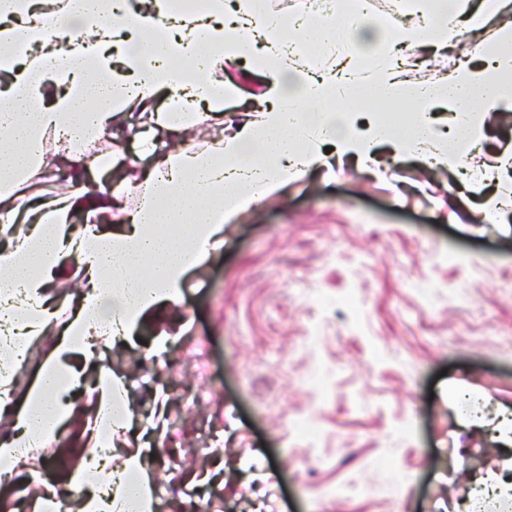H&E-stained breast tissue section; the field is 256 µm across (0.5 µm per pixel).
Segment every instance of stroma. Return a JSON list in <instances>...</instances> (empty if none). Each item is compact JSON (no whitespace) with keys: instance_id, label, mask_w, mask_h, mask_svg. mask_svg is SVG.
Listing matches in <instances>:
<instances>
[{"instance_id":"1","label":"stroma","mask_w":512,"mask_h":512,"mask_svg":"<svg viewBox=\"0 0 512 512\" xmlns=\"http://www.w3.org/2000/svg\"><path fill=\"white\" fill-rule=\"evenodd\" d=\"M412 83L440 80L459 63L484 65L464 48H417ZM229 71L240 90L224 103L232 133L260 107L264 73ZM116 123L91 152L117 154L91 178L121 197L107 231L119 232L139 200L123 196L130 169H154L148 134ZM376 165L328 157L235 223L189 272L177 306L149 312L133 336L94 357L122 378L130 427L114 451L143 447L162 487L159 512H184L175 486L201 490L208 512H459L472 488L463 461L498 469L491 437L512 411V232L476 206L447 203L460 173L421 159ZM59 326L10 369L20 405ZM470 392L485 424L459 425L455 397ZM77 418L53 446L27 449L0 482V512H32L94 441L86 387L70 395ZM302 426L316 429L298 440Z\"/></svg>"}]
</instances>
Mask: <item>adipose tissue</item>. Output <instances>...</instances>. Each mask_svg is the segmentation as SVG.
<instances>
[{
    "mask_svg": "<svg viewBox=\"0 0 512 512\" xmlns=\"http://www.w3.org/2000/svg\"><path fill=\"white\" fill-rule=\"evenodd\" d=\"M466 0H408L402 21L389 31L359 16L366 36V60L375 64L367 94L389 101L413 99L422 107L447 102L468 113L476 106L512 107V50L500 49L492 66L461 65L444 81L418 86L400 79L377 43L447 46L461 43L466 32L512 14V0H480L465 11ZM145 24H132L126 0H0V73L9 77L0 93V223L16 222L18 201L31 172L48 158L46 136H65V155L73 190L42 200L31 212L32 229L0 254V304L23 355L31 341L57 322L47 300L52 281L65 274L70 257L84 275L78 305L62 321L63 333L13 415L15 433L0 439V475L9 476L23 449L56 434L74 407L65 398L82 385L84 375L69 364L70 355L89 352L92 339L132 335L143 316L163 303L180 300L187 274L207 260L221 241L224 226L261 200L283 193L307 170L324 165L323 146L338 158L361 164L374 161L379 146L394 157L424 156L435 168L462 170L480 140L470 122L453 132H436L429 115L405 125L389 114L359 123L356 113L329 108L336 96L358 83L345 68L312 73L304 63L288 64L284 52L291 32L320 27L332 40L344 37L334 21H291L258 13L254 0H235L225 17L222 0L203 9H184L175 0H146ZM75 32L66 45L55 41L57 21ZM53 58L44 73L43 58ZM253 58L270 80L258 118L245 119L227 137L216 136L209 148L176 144L156 147L155 177L125 233H104L111 210L86 207L83 226L70 224L74 208L88 188L82 183L93 142L112 128L119 107L133 101L148 109V123L178 134L219 117L224 91L233 77L213 83L215 69ZM126 72L114 78L115 69ZM167 92L166 111H151L159 92ZM123 385L111 368L97 363L93 383V436L99 447L112 445L124 427L128 408ZM141 449H128L120 462L92 458L74 468L69 479L82 488L79 512H156L157 497Z\"/></svg>",
    "mask_w": 512,
    "mask_h": 512,
    "instance_id": "obj_1",
    "label": "adipose tissue"
}]
</instances>
